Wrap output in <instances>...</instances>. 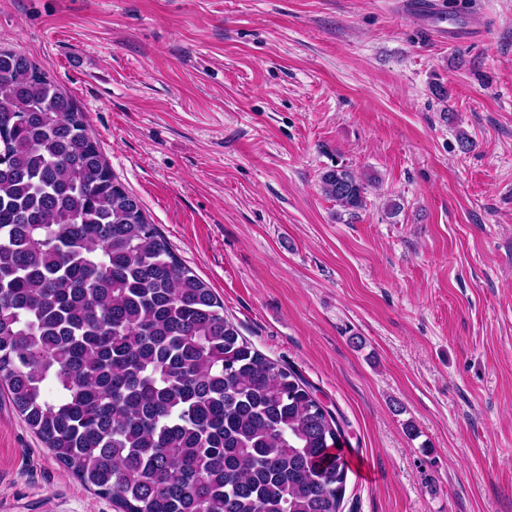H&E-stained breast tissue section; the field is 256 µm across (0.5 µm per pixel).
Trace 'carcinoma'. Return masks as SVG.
Segmentation results:
<instances>
[{
    "instance_id": "cac0c4a2",
    "label": "carcinoma",
    "mask_w": 512,
    "mask_h": 512,
    "mask_svg": "<svg viewBox=\"0 0 512 512\" xmlns=\"http://www.w3.org/2000/svg\"><path fill=\"white\" fill-rule=\"evenodd\" d=\"M370 182L320 176L351 215ZM0 391L118 512H341L338 418L224 316L73 98L2 48Z\"/></svg>"
}]
</instances>
